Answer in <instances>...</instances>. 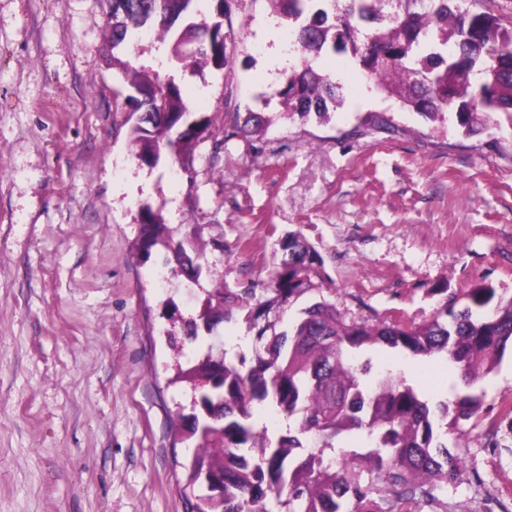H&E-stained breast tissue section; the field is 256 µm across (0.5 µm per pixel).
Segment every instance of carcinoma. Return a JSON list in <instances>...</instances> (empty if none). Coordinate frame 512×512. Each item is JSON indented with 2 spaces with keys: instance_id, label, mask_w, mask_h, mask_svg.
Here are the masks:
<instances>
[{
  "instance_id": "carcinoma-1",
  "label": "carcinoma",
  "mask_w": 512,
  "mask_h": 512,
  "mask_svg": "<svg viewBox=\"0 0 512 512\" xmlns=\"http://www.w3.org/2000/svg\"><path fill=\"white\" fill-rule=\"evenodd\" d=\"M246 0H112V63L132 48L131 32L152 28L169 42V63L184 70L230 71L236 51L233 19ZM286 22L301 54L283 92L287 112L324 116L336 106V83L318 71L323 54L345 53L367 80L402 107L436 120L457 105L459 124L470 132L479 117L504 113L512 121V27L468 0H435L425 12L415 0H266ZM144 104L151 119L131 126L138 157L154 168L170 159L192 169L190 153L205 140L211 120L190 121L193 111L174 79H152L145 70L125 69L113 111ZM260 136L271 126L248 110L234 122ZM140 250L200 277L202 254L162 223L160 208L139 204ZM284 257L271 279L272 297L256 300L253 288L207 292L208 334L200 319L183 328V343L206 346L204 361L178 370V378L210 375L199 391L189 437H200L185 469L192 486L209 474L219 489L199 497L194 512H396L401 504L437 501L435 490L456 484L465 469L448 448V426H464L481 409L474 385L489 363L512 343V295L479 283L459 301H444L441 316L427 324L380 319L347 324L336 306L320 298L280 328L286 308L320 293L319 260L299 233L281 242ZM244 314L252 356L227 351L212 339L213 327ZM380 347L411 358L443 354L462 384L452 401L426 396L391 368H378L370 353ZM266 404L291 420L276 437L253 424L256 406ZM356 439L365 452H336V439Z\"/></svg>"
}]
</instances>
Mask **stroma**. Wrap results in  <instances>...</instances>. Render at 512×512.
Instances as JSON below:
<instances>
[{"label": "stroma", "instance_id": "stroma-1", "mask_svg": "<svg viewBox=\"0 0 512 512\" xmlns=\"http://www.w3.org/2000/svg\"><path fill=\"white\" fill-rule=\"evenodd\" d=\"M108 0H0V512H190L177 381L190 352L171 334L207 290L254 285L268 298L281 242L301 234L320 285L349 324L421 323L439 288L484 282L512 293V126L465 134L455 110L432 121L400 108L345 56L322 62L341 104L325 117L284 112L288 30L266 0L234 23L231 74L171 70L142 30L125 59L174 76L211 134L192 175L142 164L129 115L112 109ZM266 110L257 143L231 113ZM201 240L198 284L137 250L138 205ZM435 395L446 366L395 358ZM483 411L459 442L465 475L438 508L512 512V351L479 379Z\"/></svg>", "mask_w": 512, "mask_h": 512}]
</instances>
